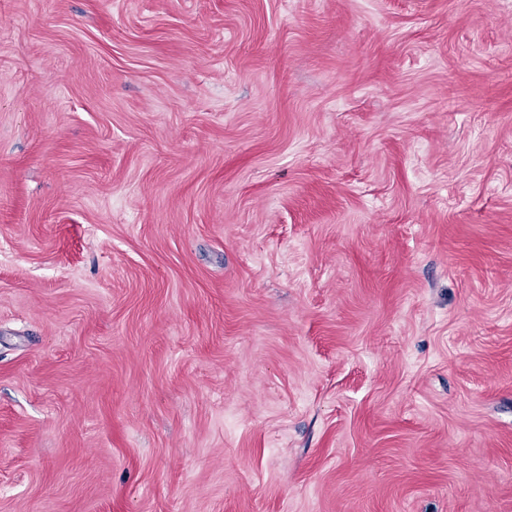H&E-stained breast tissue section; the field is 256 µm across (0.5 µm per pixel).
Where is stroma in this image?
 <instances>
[{
    "mask_svg": "<svg viewBox=\"0 0 512 512\" xmlns=\"http://www.w3.org/2000/svg\"><path fill=\"white\" fill-rule=\"evenodd\" d=\"M0 512H512V0H0Z\"/></svg>",
    "mask_w": 512,
    "mask_h": 512,
    "instance_id": "35a3bbf8",
    "label": "stroma"
}]
</instances>
